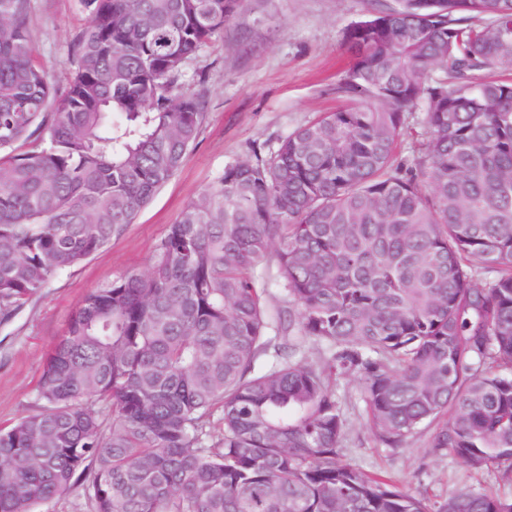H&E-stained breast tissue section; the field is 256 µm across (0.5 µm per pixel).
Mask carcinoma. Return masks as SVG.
<instances>
[{"instance_id": "cac0c4a2", "label": "carcinoma", "mask_w": 512, "mask_h": 512, "mask_svg": "<svg viewBox=\"0 0 512 512\" xmlns=\"http://www.w3.org/2000/svg\"><path fill=\"white\" fill-rule=\"evenodd\" d=\"M82 3L61 89L35 56L32 0H0L4 321L179 170L203 120L183 66L238 0ZM341 43L343 106L225 165L147 271L78 303L41 409L0 428V512L78 486L94 512H512L468 489L431 504L342 462L336 398L351 375L385 447L432 424L433 454L512 483V0H394ZM421 103L413 173L397 148Z\"/></svg>"}]
</instances>
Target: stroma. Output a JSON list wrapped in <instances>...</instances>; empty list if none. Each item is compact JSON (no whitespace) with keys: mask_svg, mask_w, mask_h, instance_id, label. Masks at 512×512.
<instances>
[{"mask_svg":"<svg viewBox=\"0 0 512 512\" xmlns=\"http://www.w3.org/2000/svg\"><path fill=\"white\" fill-rule=\"evenodd\" d=\"M373 4L240 0L223 31L187 60L182 81L203 100L204 118L181 168L120 236L0 321V427L30 411L43 359L86 293L124 272L145 271L167 226L225 165L257 151L269 154L298 127L336 110V83L352 63L340 33ZM88 22L81 0H33L36 55L56 85L68 82L73 40ZM336 395L346 417L344 461L432 503L461 488L512 496L495 469L475 470L454 456L433 455L432 428L419 429L400 449L381 444L367 424L355 378H337Z\"/></svg>","mask_w":512,"mask_h":512,"instance_id":"stroma-1","label":"stroma"}]
</instances>
